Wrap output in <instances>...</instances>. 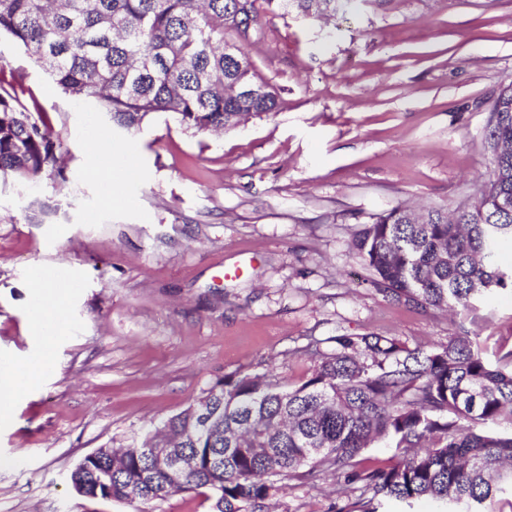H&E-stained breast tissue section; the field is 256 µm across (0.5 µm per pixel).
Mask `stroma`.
<instances>
[{"mask_svg": "<svg viewBox=\"0 0 512 512\" xmlns=\"http://www.w3.org/2000/svg\"><path fill=\"white\" fill-rule=\"evenodd\" d=\"M249 49L282 110L192 133L156 114L135 132L58 90L8 38L0 82L47 113L68 181L0 179V357L39 353L35 270L63 268L70 324L50 366L0 426V512H212L209 490L147 505L78 495L70 474L178 414L225 374L297 386L341 334L447 340L446 313L389 301L352 251L371 215L473 204L487 128L512 85V0H368L328 21L263 15ZM111 147L112 176L90 156ZM45 205L43 214L31 200ZM486 357L512 346V294L481 303ZM332 478L287 481L286 512H337Z\"/></svg>", "mask_w": 512, "mask_h": 512, "instance_id": "stroma-1", "label": "stroma"}]
</instances>
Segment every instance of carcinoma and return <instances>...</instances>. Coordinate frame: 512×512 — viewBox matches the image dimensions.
<instances>
[{
  "label": "carcinoma",
  "mask_w": 512,
  "mask_h": 512,
  "mask_svg": "<svg viewBox=\"0 0 512 512\" xmlns=\"http://www.w3.org/2000/svg\"><path fill=\"white\" fill-rule=\"evenodd\" d=\"M319 17L336 0H0V36L16 42L68 96L93 101L114 125L132 129L168 113L193 132L230 131L247 115L278 112L283 101L256 72L261 9ZM232 32L235 59L224 54ZM488 180L453 217L431 207L421 220L396 206L370 217L352 242L384 297L424 311H454L448 340L409 345L397 336L339 335L328 351L310 345L311 375L289 387L268 371L224 375L151 439L195 458L153 469L135 444L75 469L93 482L112 468V499L145 484L141 503L207 489L214 512H269L286 479L331 476L336 492L361 485L367 502L406 505L429 498L448 512H490L512 497V347L488 361L472 326L476 302L512 292V268L498 253L512 240V86L489 121ZM59 144L49 119L0 88V177L29 182L51 170L63 186ZM224 416V435L199 427L198 409ZM375 443L397 454L385 465L366 456Z\"/></svg>",
  "instance_id": "obj_1"
}]
</instances>
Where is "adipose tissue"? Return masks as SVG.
Masks as SVG:
<instances>
[{
  "label": "adipose tissue",
  "instance_id": "adipose-tissue-1",
  "mask_svg": "<svg viewBox=\"0 0 512 512\" xmlns=\"http://www.w3.org/2000/svg\"><path fill=\"white\" fill-rule=\"evenodd\" d=\"M32 288L38 302L30 318V327L40 346V354L33 360L0 364V423L10 421L15 400L31 390L41 377L49 360V349L65 331L69 320V298L59 286L57 271H37Z\"/></svg>",
  "mask_w": 512,
  "mask_h": 512
}]
</instances>
